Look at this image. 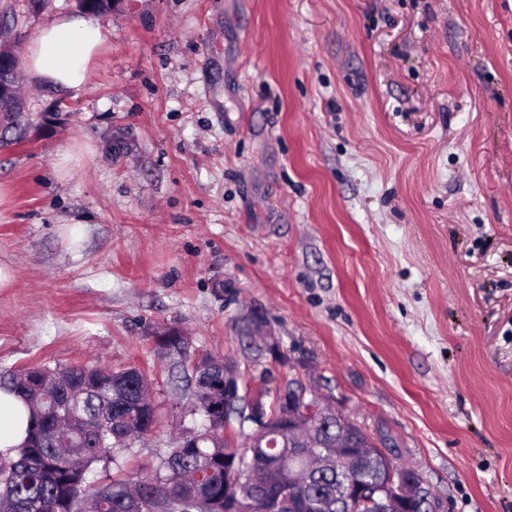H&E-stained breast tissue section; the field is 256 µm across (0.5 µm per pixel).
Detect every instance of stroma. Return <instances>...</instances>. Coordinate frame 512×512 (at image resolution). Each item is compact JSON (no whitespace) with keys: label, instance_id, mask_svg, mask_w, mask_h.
<instances>
[{"label":"stroma","instance_id":"stroma-1","mask_svg":"<svg viewBox=\"0 0 512 512\" xmlns=\"http://www.w3.org/2000/svg\"><path fill=\"white\" fill-rule=\"evenodd\" d=\"M78 0H0L24 52ZM87 84L19 71L0 142V369L139 366L151 334L297 380L419 473L435 512H512V0H115ZM72 156L57 177L59 154ZM263 309L283 359L235 322ZM1 99H6L15 103L16 106L24 105L23 102L17 98L14 86L9 78L2 79L0 78V111H11L15 112V116L11 113H8L4 116L5 121L1 124L3 125L5 132L12 131L14 132L16 141H21L25 136V131L27 124L24 119H20L22 113L16 112L14 106L11 102L4 101Z\"/></svg>","mask_w":512,"mask_h":512}]
</instances>
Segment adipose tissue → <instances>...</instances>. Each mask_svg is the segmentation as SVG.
I'll use <instances>...</instances> for the list:
<instances>
[{
	"label": "adipose tissue",
	"instance_id": "1",
	"mask_svg": "<svg viewBox=\"0 0 512 512\" xmlns=\"http://www.w3.org/2000/svg\"><path fill=\"white\" fill-rule=\"evenodd\" d=\"M106 38L103 26L84 12L60 14L40 28L28 45L27 71L42 85L81 90ZM28 424L26 404L0 390V451L6 453L22 447Z\"/></svg>",
	"mask_w": 512,
	"mask_h": 512
}]
</instances>
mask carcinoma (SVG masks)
Returning a JSON list of instances; mask_svg holds the SVG:
<instances>
[{
  "mask_svg": "<svg viewBox=\"0 0 512 512\" xmlns=\"http://www.w3.org/2000/svg\"><path fill=\"white\" fill-rule=\"evenodd\" d=\"M4 130L15 140L27 124L8 101L0 102ZM205 367L190 354L176 353L166 366L184 399L181 415L201 420L192 447L165 448L150 476H114L89 488L93 469L115 463L112 448L139 429L140 407L154 408L146 372L81 365L0 370V389L21 397L32 409L27 440L16 457L0 454V512H224V459L252 476L230 494L252 499L257 512H336V495L350 479L344 470L312 475L303 485L288 482V470L305 465L277 448L232 447L233 434L247 424L235 410L237 431L207 419L210 388L224 371V358L205 355Z\"/></svg>",
  "mask_w": 512,
  "mask_h": 512,
  "instance_id": "obj_1",
  "label": "carcinoma"
}]
</instances>
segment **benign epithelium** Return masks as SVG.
<instances>
[{"label": "benign epithelium", "instance_id": "7a95c632", "mask_svg": "<svg viewBox=\"0 0 512 512\" xmlns=\"http://www.w3.org/2000/svg\"><path fill=\"white\" fill-rule=\"evenodd\" d=\"M14 63L15 53L11 44L7 37L0 34V74L11 73ZM239 323L250 328V335L257 337L259 355L272 360L281 357L280 345L266 325L261 309L250 307L244 310L239 316ZM240 386L241 374L237 362L224 359V405L215 406V410H224L226 421L230 420L231 410L242 394ZM273 395L274 399L269 402L265 400V394L259 391L245 397L254 437L267 442L273 437L280 439L290 436L297 444L293 453L302 455L306 448L315 449L318 458L314 465L316 469L343 459L354 465L379 458L385 461L374 491L366 490L358 477L349 480L342 501L336 503L343 512H411L413 509H423L428 492L419 475L396 465L380 441H357L354 431L360 426L334 401L316 395L308 397L305 390L286 384L276 387ZM326 421L336 422V440L324 444L301 435V429L313 433Z\"/></svg>", "mask_w": 512, "mask_h": 512}]
</instances>
